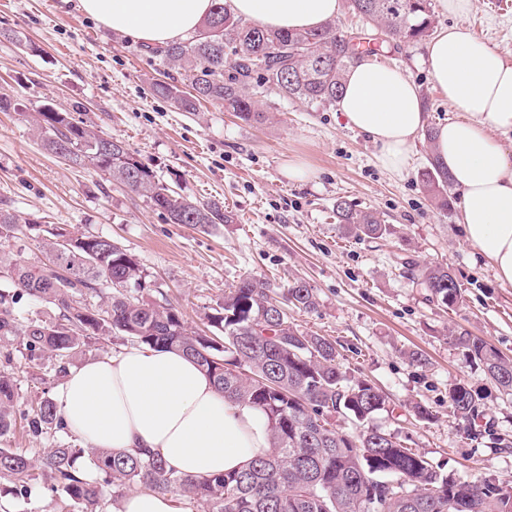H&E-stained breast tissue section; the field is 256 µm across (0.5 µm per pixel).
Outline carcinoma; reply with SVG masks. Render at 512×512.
I'll return each instance as SVG.
<instances>
[{
	"instance_id": "cac0c4a2",
	"label": "carcinoma",
	"mask_w": 512,
	"mask_h": 512,
	"mask_svg": "<svg viewBox=\"0 0 512 512\" xmlns=\"http://www.w3.org/2000/svg\"><path fill=\"white\" fill-rule=\"evenodd\" d=\"M352 10L387 37L410 41L430 35V0H349ZM168 65L184 71L193 93L154 83L156 95L170 98L185 112L197 102L224 103L245 121H262L254 96L269 87L308 105L334 106L344 75L355 60L353 37L336 33L329 20L315 29L275 31L244 23L228 11L224 0L190 40L163 50ZM232 73L224 76V69ZM44 147L68 162L102 172L126 184L164 211L174 224L208 227L230 224V212L218 200L189 201L143 167L125 145L102 138L75 123L67 112L46 106L32 118ZM429 194L448 206L453 184L434 157L422 173ZM336 219L356 239H379L390 225L369 210L336 201ZM38 224L21 226L14 213L0 209V242L27 237ZM49 265H21L0 256V273L13 291L0 292V344L20 345L32 360L47 359L54 376L68 373L74 356L86 351V338L99 332L126 342L179 350L191 357L231 402L247 404L267 419L271 451L254 458L234 474L200 476L179 472L152 454L80 447L57 441L48 448L19 452L5 443L15 421L17 384L0 371V495L27 500L36 489L59 494L75 512H104L105 496L119 497L134 487L171 495L188 512H512V495L490 478L467 481L437 471L399 437L368 426L385 409L386 399L365 380H351L336 362V341L310 334L289 321L288 307L311 311L315 289L296 280L275 298L270 284L245 276L224 293L217 308L205 314L214 328L199 334L188 327L168 301H147L127 289L142 284L136 260L117 243L84 235L70 249H60L62 234L45 229ZM418 282L441 305L462 302L449 268L426 264ZM117 279L120 287L109 285ZM93 294L98 302H87ZM24 298L40 300L53 317L20 319ZM469 362L495 387L512 395V357L483 339L459 334ZM481 397L458 383L448 391L456 419L471 423L480 416ZM28 431L42 436L62 428L58 403L44 396L23 413ZM355 430L344 432L336 420ZM99 472L95 480L82 475V465Z\"/></svg>"
}]
</instances>
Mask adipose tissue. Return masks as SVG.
I'll return each instance as SVG.
<instances>
[{"mask_svg":"<svg viewBox=\"0 0 512 512\" xmlns=\"http://www.w3.org/2000/svg\"><path fill=\"white\" fill-rule=\"evenodd\" d=\"M231 12L270 29H312L335 18L341 0H229ZM106 28L165 46L194 34L212 0H80ZM428 69L456 110L432 149L461 191L458 223L467 242L512 285V62L460 25L428 43ZM337 108L369 140L382 168L400 171L427 125L416 83L404 69L368 58L345 74ZM57 402L64 424L95 448L156 452L199 475L244 468L268 453L261 413L225 399L181 352L128 346L70 370Z\"/></svg>","mask_w":512,"mask_h":512,"instance_id":"ef3b65f1","label":"adipose tissue"}]
</instances>
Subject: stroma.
Masks as SVG:
<instances>
[{
  "mask_svg": "<svg viewBox=\"0 0 512 512\" xmlns=\"http://www.w3.org/2000/svg\"><path fill=\"white\" fill-rule=\"evenodd\" d=\"M512 62V0H474L464 20ZM0 208L50 224L71 236L112 238L144 273V298H168L196 332L204 316L240 276L254 274L276 291L302 279L318 305L290 313L300 329L336 340L348 377L364 379L386 397L371 426L397 434L442 473L512 482V449L492 447L489 434L512 436V397L501 394L464 359L451 331L466 332L512 357V285L497 281L464 238L457 204L440 209L420 177L431 155L418 141L402 172L383 169L371 143L337 108H310L268 90L262 122L246 123L222 104L185 112L157 96L169 72L152 46L113 32L86 16L79 0H0ZM426 41H390L374 60L408 70L419 86L430 127L455 109L426 65ZM123 141L133 157L190 201H222L233 223L206 229L171 223L124 185L48 153L31 117L43 106ZM309 164L305 181L289 178V162ZM379 213L393 232L355 239L339 228L333 206ZM442 263L451 269L462 305L438 304L412 276ZM421 353L422 362L412 360ZM17 380V411L56 392L59 378L45 361L6 351ZM464 383L484 398L476 425L455 422L448 390ZM428 408L419 420L415 405Z\"/></svg>",
  "mask_w": 512,
  "mask_h": 512,
  "instance_id": "35a3bbf8",
  "label": "stroma"
}]
</instances>
